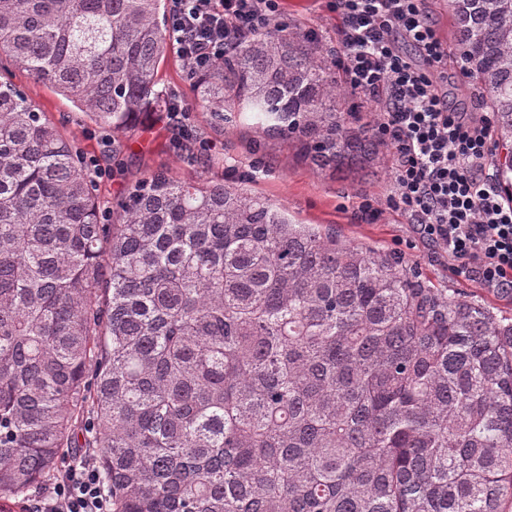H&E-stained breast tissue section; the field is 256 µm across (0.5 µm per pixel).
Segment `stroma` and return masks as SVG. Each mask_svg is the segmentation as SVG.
<instances>
[{
    "instance_id": "obj_1",
    "label": "stroma",
    "mask_w": 512,
    "mask_h": 512,
    "mask_svg": "<svg viewBox=\"0 0 512 512\" xmlns=\"http://www.w3.org/2000/svg\"><path fill=\"white\" fill-rule=\"evenodd\" d=\"M284 7V19L292 28L304 34L317 31L326 47L335 46L340 17L327 0H286ZM13 80L67 138L95 159L97 168L104 172L97 180L98 192L109 206H118L128 183L156 171L177 179L203 174L240 184L285 206L295 222L330 224L348 239L399 252L427 287L452 296L478 297L494 312L512 316V298L451 275L447 258L434 255L405 217L387 209L386 200L392 191V153L388 146H381L378 159L364 167L321 172L301 156L293 142L268 137L249 121L226 127L223 137L214 138L197 106L185 64L173 51L162 66L159 87L189 108L191 136L187 139L169 126L166 114L151 113L142 116L135 131L107 142L70 101L46 85L22 71L14 72ZM365 198L384 209L378 221L361 218L358 205Z\"/></svg>"
}]
</instances>
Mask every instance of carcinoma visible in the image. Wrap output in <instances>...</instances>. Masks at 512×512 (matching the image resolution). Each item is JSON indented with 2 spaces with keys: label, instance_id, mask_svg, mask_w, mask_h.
Instances as JSON below:
<instances>
[{
  "label": "carcinoma",
  "instance_id": "obj_1",
  "mask_svg": "<svg viewBox=\"0 0 512 512\" xmlns=\"http://www.w3.org/2000/svg\"><path fill=\"white\" fill-rule=\"evenodd\" d=\"M162 0H0V57L106 134L166 112ZM512 202V0H451ZM321 169L378 155L324 45L243 35L192 78ZM91 161L0 79V499L90 448L112 512H512V318L245 187Z\"/></svg>",
  "mask_w": 512,
  "mask_h": 512
}]
</instances>
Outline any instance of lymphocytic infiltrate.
Wrapping results in <instances>:
<instances>
[{
	"label": "lymphocytic infiltrate",
	"mask_w": 512,
	"mask_h": 512,
	"mask_svg": "<svg viewBox=\"0 0 512 512\" xmlns=\"http://www.w3.org/2000/svg\"><path fill=\"white\" fill-rule=\"evenodd\" d=\"M425 0H333L337 67L353 95L379 109L377 133L393 154L386 208L362 201L372 220L401 212L449 271L498 293H512V204L502 200L488 158L490 116L449 109L437 75L448 46L429 21ZM284 16L282 0H171L170 42L190 73L222 60L239 34L265 30ZM413 46L409 56L402 44ZM23 512H112L95 462L68 463L52 488L27 499Z\"/></svg>",
	"instance_id": "f902f5d3"
}]
</instances>
